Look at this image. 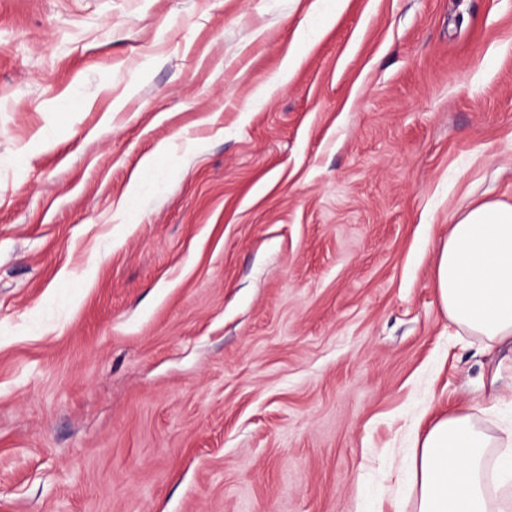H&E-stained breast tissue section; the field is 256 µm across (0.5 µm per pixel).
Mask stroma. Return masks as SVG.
<instances>
[{
  "label": "stroma",
  "mask_w": 512,
  "mask_h": 512,
  "mask_svg": "<svg viewBox=\"0 0 512 512\" xmlns=\"http://www.w3.org/2000/svg\"><path fill=\"white\" fill-rule=\"evenodd\" d=\"M0 0V512H357L512 348L434 284L512 201V0ZM156 155V167L140 164ZM314 31V26L308 25L303 26L301 24L295 33V49L288 53V56L284 59L282 67L277 76L267 85L265 94L270 91L284 87L291 76V74L300 66L303 57V47L310 40L311 34Z\"/></svg>",
  "instance_id": "obj_1"
}]
</instances>
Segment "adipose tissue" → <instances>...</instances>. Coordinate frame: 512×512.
Returning a JSON list of instances; mask_svg holds the SVG:
<instances>
[{"instance_id":"1","label":"adipose tissue","mask_w":512,"mask_h":512,"mask_svg":"<svg viewBox=\"0 0 512 512\" xmlns=\"http://www.w3.org/2000/svg\"><path fill=\"white\" fill-rule=\"evenodd\" d=\"M440 306L458 331L512 344V203L498 199L459 209L437 255ZM414 512H512V428L493 438L472 414L437 418L415 432L403 466Z\"/></svg>"}]
</instances>
